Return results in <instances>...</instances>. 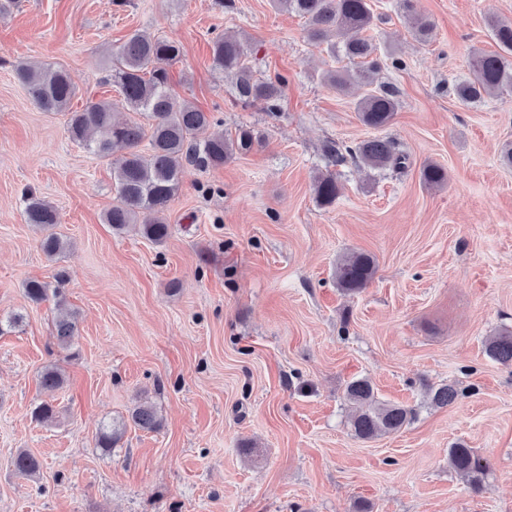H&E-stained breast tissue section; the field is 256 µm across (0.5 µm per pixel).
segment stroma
<instances>
[{
	"label": "stroma",
	"instance_id": "obj_1",
	"mask_svg": "<svg viewBox=\"0 0 512 512\" xmlns=\"http://www.w3.org/2000/svg\"><path fill=\"white\" fill-rule=\"evenodd\" d=\"M371 5L376 80L400 100L382 134L407 166H337L326 209L313 191L325 144L375 131L355 109L366 86L326 83L340 63L300 17L270 0H18L0 14V316L19 318L0 335V512H512V365L484 352L512 330V167L500 160L512 99L466 106L452 92L473 52L497 51L488 19L512 20V0H418L433 25L425 44L396 0ZM136 29L179 44L178 100L217 111L224 134L263 137L223 167H185L160 245L103 223L110 162L16 76L55 64L76 89L71 110L118 105L110 58ZM221 32L238 35L259 76L287 79L277 113L242 106L233 77L213 68ZM427 162L447 170L446 186L422 183ZM28 187L59 214L58 258L25 220ZM350 251L376 262L353 296L335 278ZM61 271L78 314L68 351L51 339L53 301L24 292ZM51 363L66 382L46 392ZM357 378L414 418L356 438L345 391ZM441 384L460 397L437 408L428 391ZM142 398L158 431L127 422ZM44 402L56 417L40 423ZM113 419L127 427L105 454L95 437ZM456 443L488 459L480 490L449 466ZM21 450L40 460L36 475L13 472Z\"/></svg>",
	"mask_w": 512,
	"mask_h": 512
}]
</instances>
